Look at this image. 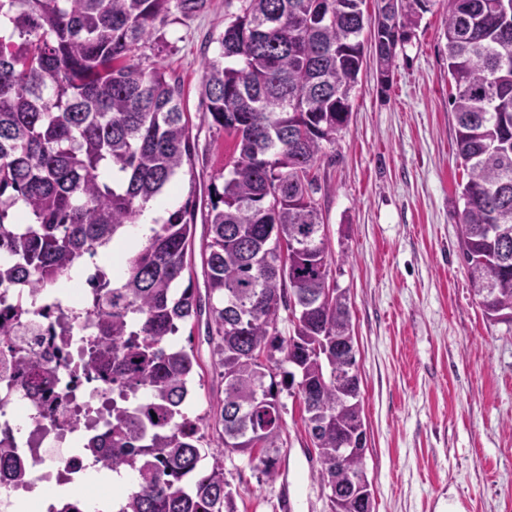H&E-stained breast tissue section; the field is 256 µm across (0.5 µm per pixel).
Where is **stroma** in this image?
<instances>
[{
    "label": "stroma",
    "instance_id": "obj_1",
    "mask_svg": "<svg viewBox=\"0 0 512 512\" xmlns=\"http://www.w3.org/2000/svg\"><path fill=\"white\" fill-rule=\"evenodd\" d=\"M232 8L169 22L141 49L182 90L198 139L194 180L177 202L197 199L193 251L206 247L211 177L235 141L211 127L201 103L203 67ZM448 0H428L411 38L396 50L387 88L365 58L347 126L319 165L316 200L331 253L330 282L349 296L356 340L364 465L373 512H512V325L488 319L459 249L460 192L467 180L448 104L444 29ZM200 364L192 414L218 443L224 379L205 330L181 329ZM285 405L274 476L259 461L232 454L224 476L236 512H328L319 465L297 397Z\"/></svg>",
    "mask_w": 512,
    "mask_h": 512
}]
</instances>
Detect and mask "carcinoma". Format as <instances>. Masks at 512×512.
Masks as SVG:
<instances>
[{"label":"carcinoma","instance_id":"cac0c4a2","mask_svg":"<svg viewBox=\"0 0 512 512\" xmlns=\"http://www.w3.org/2000/svg\"><path fill=\"white\" fill-rule=\"evenodd\" d=\"M206 61L211 125L236 140L211 182L203 270L207 337L224 368L221 448L185 411L195 357L171 337L202 314L193 281L196 202L124 246L151 201L194 177L181 87L136 51L178 11L207 0H0V288L52 292L85 256L122 249L121 278L89 279L97 325L81 369L112 370V453L102 469L138 473L119 512H236L224 455L260 448L275 475L282 392L297 396L331 490L329 512H371L366 429L346 291L331 286L316 165L347 125L371 28L381 88L424 0H238ZM445 28L461 189L459 247L492 281L487 317L512 323V0H448ZM288 311L292 334L278 329ZM27 313L0 320V337ZM294 370H283L284 364ZM281 380H276L277 371ZM349 375L344 386L336 373Z\"/></svg>","mask_w":512,"mask_h":512}]
</instances>
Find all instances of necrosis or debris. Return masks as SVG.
<instances>
[{
  "label": "necrosis or debris",
  "instance_id": "necrosis-or-debris-1",
  "mask_svg": "<svg viewBox=\"0 0 512 512\" xmlns=\"http://www.w3.org/2000/svg\"><path fill=\"white\" fill-rule=\"evenodd\" d=\"M86 305L84 293H73L67 305L35 316L12 344L40 358L45 372L33 388L21 384L22 371L17 364L0 365V439L11 437L13 455L23 475L0 471V498H11L21 491H33L38 483L80 479L83 458L77 454L51 456L54 448H63L76 434L100 436L112 427V391L98 381L73 380L71 372L79 363L83 348L91 341L90 321L82 319ZM72 325V334L61 339V323ZM22 411L34 419V428L18 437L10 419Z\"/></svg>",
  "mask_w": 512,
  "mask_h": 512
}]
</instances>
